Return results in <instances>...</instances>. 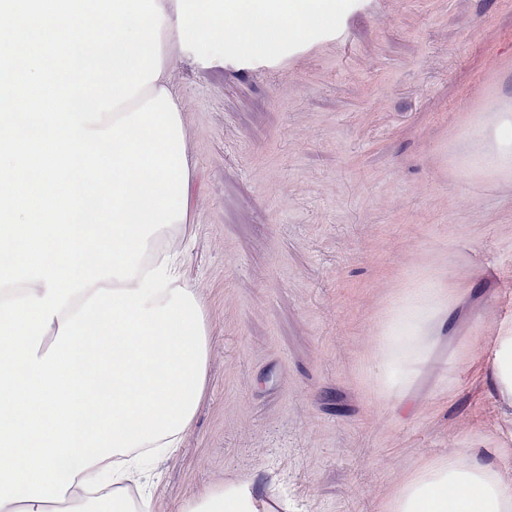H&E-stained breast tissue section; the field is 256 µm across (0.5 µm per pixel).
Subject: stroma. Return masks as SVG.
<instances>
[{
    "mask_svg": "<svg viewBox=\"0 0 512 512\" xmlns=\"http://www.w3.org/2000/svg\"><path fill=\"white\" fill-rule=\"evenodd\" d=\"M299 41L172 46L194 163L182 243L213 336L207 389L158 467L155 512L234 476L290 512H384L422 461L469 448L512 483V179L455 162L512 106V0H335ZM456 305L407 391L375 393L376 323L414 277ZM495 376L501 391L512 396V336H504L502 340L500 363Z\"/></svg>",
    "mask_w": 512,
    "mask_h": 512,
    "instance_id": "1",
    "label": "stroma"
}]
</instances>
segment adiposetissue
Wrapping results in <instances>:
<instances>
[{
	"label": "adipose tissue",
	"mask_w": 512,
	"mask_h": 512,
	"mask_svg": "<svg viewBox=\"0 0 512 512\" xmlns=\"http://www.w3.org/2000/svg\"><path fill=\"white\" fill-rule=\"evenodd\" d=\"M164 15H177V27L162 25L161 42L181 46L204 42H279L284 32L299 36L301 20H314L332 8V0H205L191 9L187 0H155ZM257 14L254 28L243 29L236 18L243 7ZM481 133L476 149L463 160L465 172L484 177H512V113L478 117ZM184 228L177 221L151 235L141 271L166 265L178 286H186L182 264L171 243ZM445 285L429 280L394 296L378 325V367L384 389L404 402L400 388L424 360L430 337L451 325L455 309ZM181 435L144 444L125 455H115L88 467L75 478L60 502L21 501L4 504L0 512H153L149 482L158 460L180 448ZM288 505L275 496L274 487H260L255 478H232L224 484L186 498L179 512H286ZM387 512H512V487L477 455L458 452L436 457L417 468L395 488Z\"/></svg>",
	"instance_id": "ef3b65f1"
}]
</instances>
